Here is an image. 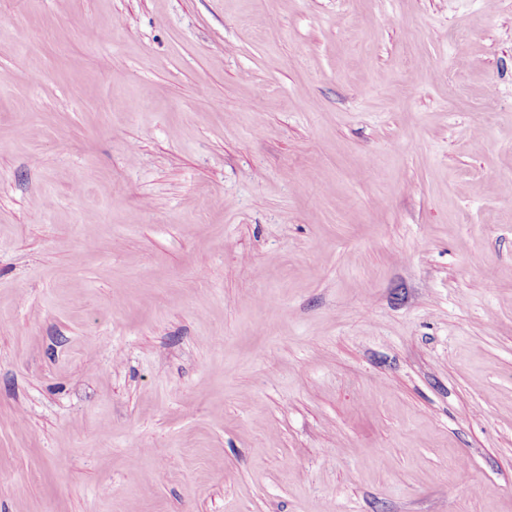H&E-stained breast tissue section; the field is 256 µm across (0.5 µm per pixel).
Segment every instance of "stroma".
I'll return each mask as SVG.
<instances>
[{
    "mask_svg": "<svg viewBox=\"0 0 512 512\" xmlns=\"http://www.w3.org/2000/svg\"><path fill=\"white\" fill-rule=\"evenodd\" d=\"M0 512H512V0H0Z\"/></svg>",
    "mask_w": 512,
    "mask_h": 512,
    "instance_id": "1",
    "label": "stroma"
}]
</instances>
